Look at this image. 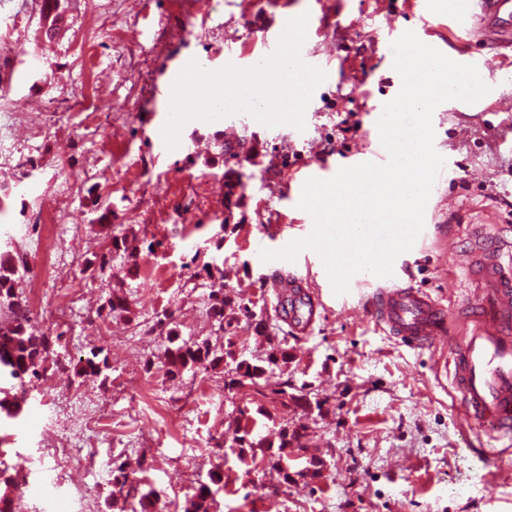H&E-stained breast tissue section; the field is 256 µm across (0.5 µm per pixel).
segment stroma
Here are the masks:
<instances>
[{"label":"stroma","instance_id":"stroma-1","mask_svg":"<svg viewBox=\"0 0 512 512\" xmlns=\"http://www.w3.org/2000/svg\"><path fill=\"white\" fill-rule=\"evenodd\" d=\"M64 7L65 24L51 41L39 6L0 9V40L14 48L0 55V83L27 119L0 137V198L8 202L0 234H15L27 255L38 241L50 242L53 275L29 273L16 290L64 304L51 325L61 335L52 359L39 380L17 389L20 417L0 421V458L27 467L38 512H74L57 472L37 455L43 435L75 431L92 409L110 422L96 442L95 512H129L128 500L112 493L116 458L139 469L143 489L155 490L156 512L192 492L218 462L217 512H512V452L477 455L489 437L461 417L455 391L438 382V348L396 342L367 317L371 278L354 276L349 293L338 296L320 256L301 261L298 273L323 310L309 333L294 335L275 313L272 270L259 258L260 249H281L313 229L297 206L294 175L331 178L378 142L375 113L401 88L381 47L389 33L411 30L446 56L482 62L490 87L476 103L435 109L434 145L446 163L422 232L394 262L398 284L456 309L472 284L455 249L483 232L512 238V44L461 33L447 16H424L410 0H66ZM322 7L332 21L309 34L321 75L301 120L279 124L237 111L213 122L189 117L159 150L170 119L164 84L183 58L217 75L231 56L250 69L263 62L262 26ZM31 123L49 126V135L30 138ZM230 168L243 193L228 222ZM92 185L112 208L111 228L91 208ZM441 224L453 248L439 244ZM114 233L124 235L125 252L113 255L106 272L87 269ZM211 263L222 265L223 279L207 277ZM220 287L234 300L225 314L237 358L262 363L271 337L286 338L289 359L272 380L318 398L321 410H303L266 388L230 394L224 365L165 375L156 315H170L182 338L214 335L209 296ZM115 288L128 311L97 317ZM243 305L251 317L240 313ZM258 318L265 333L255 330ZM94 347L108 357L107 380L59 385L58 362L78 361ZM242 408L256 439L306 424L289 456L296 475L288 484L278 485L262 449L238 460L229 423ZM312 461L319 476H301Z\"/></svg>","mask_w":512,"mask_h":512}]
</instances>
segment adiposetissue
Instances as JSON below:
<instances>
[{
    "instance_id": "obj_1",
    "label": "adipose tissue",
    "mask_w": 512,
    "mask_h": 512,
    "mask_svg": "<svg viewBox=\"0 0 512 512\" xmlns=\"http://www.w3.org/2000/svg\"><path fill=\"white\" fill-rule=\"evenodd\" d=\"M288 56H281L274 65L255 68L251 73L238 82L235 86H227L218 79H204L201 68H193L184 72L181 82L192 85L200 81H207V109L218 112L228 109L242 102L248 104L250 111H271L277 116L297 114L300 110V101L305 96L304 88L299 87L295 72L288 65ZM285 85L288 91L282 96L275 107H268L267 100L273 87Z\"/></svg>"
}]
</instances>
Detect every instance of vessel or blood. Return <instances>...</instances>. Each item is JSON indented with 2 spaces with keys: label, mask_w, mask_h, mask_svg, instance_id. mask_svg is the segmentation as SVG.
Returning <instances> with one entry per match:
<instances>
[{
  "label": "vessel or blood",
  "mask_w": 512,
  "mask_h": 512,
  "mask_svg": "<svg viewBox=\"0 0 512 512\" xmlns=\"http://www.w3.org/2000/svg\"><path fill=\"white\" fill-rule=\"evenodd\" d=\"M477 14L449 12L461 28L477 20L485 33L512 40V0H475ZM207 87L198 83L184 96L183 110H206ZM457 261L477 280L465 296L466 334L451 356H440L437 373H451L462 415L479 422L490 436L512 444V244L499 235L479 237ZM276 313L296 334H307L320 303L294 273L276 279ZM370 316L381 328L414 347L447 345L448 312L441 299L397 283L374 289L367 298Z\"/></svg>",
  "instance_id": "1"
}]
</instances>
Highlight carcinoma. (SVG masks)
<instances>
[{
    "mask_svg": "<svg viewBox=\"0 0 512 512\" xmlns=\"http://www.w3.org/2000/svg\"><path fill=\"white\" fill-rule=\"evenodd\" d=\"M55 0H42L44 17L49 19L45 36L53 38L56 35V24L62 14L54 7ZM121 240L112 238V249L95 256L87 261V268L98 272H105L110 267L112 252L120 250ZM27 271L26 257L20 255L13 247H0V310L5 308L10 312V320L0 322V375L5 380H12L23 386L26 381L39 378L42 363L49 357L53 347L62 334L51 333V329L37 323L29 308L28 302L22 295L16 293L14 282ZM232 299L220 288L210 295L209 311L217 330L226 331L232 326V320L226 319L224 308L231 305ZM127 300L118 291L111 295L98 308V317L110 316L114 312H126ZM153 330L165 337V374L169 378L179 376L187 369L207 371L224 364V359L233 357L232 350L213 344L211 338H196L185 340L181 338L175 327L172 326L170 316L165 314L158 318ZM287 338L272 347V351L264 360V364H252L246 360L236 363L233 371L224 379V389L233 392L247 386L257 387L261 384L269 385V377L282 365L288 363V349L283 347ZM104 348L96 347L90 351V357L84 362L74 366V377L84 379L99 377L110 368L108 357L103 355ZM21 412L18 404L10 398V392L0 387V415L6 418H16ZM239 417L233 420L237 435L234 441L238 448V458L246 461L247 449L276 448L268 456L270 468L277 474L278 482L286 484L292 477L288 466V449L294 446L297 438L306 430V425L296 423L292 427H284L277 436V440L248 439L250 431L242 424L245 411H238ZM112 486L118 492H126V498L133 501L132 512H154V498L150 491H143L139 484L131 477V472L123 462L112 464ZM4 484L5 491L0 495V512H13L11 508L12 483L7 476L4 462H0V484ZM224 487V469L217 465L207 472V481L194 488L193 494L186 498L182 512H211L215 503V495Z\"/></svg>",
    "mask_w": 512,
    "mask_h": 512,
    "instance_id": "obj_1",
    "label": "carcinoma"
}]
</instances>
